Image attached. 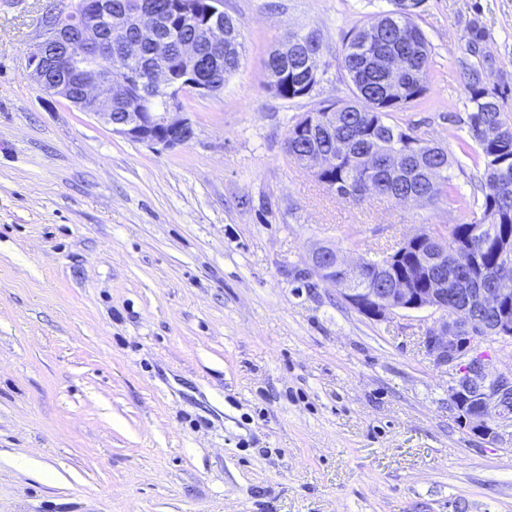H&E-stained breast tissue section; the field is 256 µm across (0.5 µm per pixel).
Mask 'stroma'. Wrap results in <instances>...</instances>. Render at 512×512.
Instances as JSON below:
<instances>
[{
    "label": "stroma",
    "mask_w": 512,
    "mask_h": 512,
    "mask_svg": "<svg viewBox=\"0 0 512 512\" xmlns=\"http://www.w3.org/2000/svg\"><path fill=\"white\" fill-rule=\"evenodd\" d=\"M70 3L0 0V512H512V438L460 425L420 342L437 313L371 319L307 272L316 247L352 265L468 218L347 201L286 151L351 98L343 39L390 0H224L241 67L184 95L174 149L33 83L41 18ZM416 14L428 92L393 120L454 153L471 23L489 86L512 87V0ZM291 32L318 34L325 71L292 104L264 64Z\"/></svg>",
    "instance_id": "35a3bbf8"
}]
</instances>
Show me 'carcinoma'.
Here are the masks:
<instances>
[{
  "instance_id": "cac0c4a2",
  "label": "carcinoma",
  "mask_w": 512,
  "mask_h": 512,
  "mask_svg": "<svg viewBox=\"0 0 512 512\" xmlns=\"http://www.w3.org/2000/svg\"><path fill=\"white\" fill-rule=\"evenodd\" d=\"M384 14V24L375 28H354L344 37L341 67L355 91L349 100H326L313 112L306 113L288 131L286 150L296 160L317 147L331 162L316 175L325 188L354 203L369 193L399 199L406 193L433 203L446 199L469 211L470 219L453 225L441 234L448 256L438 270L448 276V306L461 301L471 288H492L499 274H512V260L504 261L503 253L512 249V116L504 110V94L489 92L482 71L474 66L465 70L468 92L466 136L458 139L462 154L482 169L481 181L490 192L483 199H467L453 182L450 170L452 154L441 146L423 148L408 155L406 143L414 131L390 121L391 114L419 101L427 93L430 69L429 43L413 15L396 5ZM229 38L224 43V74L231 75L241 66L242 34L239 26L225 18ZM403 24L411 31L409 41L395 45V25ZM398 53L406 67L398 84L389 82L382 69L373 65L381 57ZM322 82L321 76L289 69L288 75L271 85L275 94L285 100L310 95ZM499 129L490 139L489 127ZM438 170L430 181L424 169ZM466 248L475 257V264L466 269L458 266L452 255ZM409 250L400 261L383 269L376 260L353 278L356 288H382L386 280L408 281V287L419 288L417 279H409L414 267Z\"/></svg>"
}]
</instances>
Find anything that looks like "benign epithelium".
I'll return each instance as SVG.
<instances>
[{"label":"benign epithelium","mask_w":512,"mask_h":512,"mask_svg":"<svg viewBox=\"0 0 512 512\" xmlns=\"http://www.w3.org/2000/svg\"><path fill=\"white\" fill-rule=\"evenodd\" d=\"M192 29V37L169 49L172 31L169 18ZM135 31L133 38L126 37ZM222 0H168L163 8L150 0H82L80 7L61 22L57 12H49L41 23V40L31 55L33 82L46 93L59 96L83 112L95 115L112 128V133L128 140L172 149L194 138L195 131L185 116L182 96L217 93L224 81L205 79L198 62L207 49L224 47ZM120 46L112 70L92 62V58ZM151 48L149 92L135 69L146 48ZM279 67L267 71L271 83L288 74V64L298 59V46L284 42L272 50ZM126 111H114V108ZM427 251L418 255L417 271L428 287L408 288L403 281H390L385 288H352L349 278L361 264L346 265L336 249L321 246L311 252L309 274L322 282L344 280L346 301L355 309H365L373 319L400 311L432 309L441 319L427 330L423 344L438 366L455 373L448 387L450 405L462 425L491 443L501 437L500 428L512 423V373L492 374L479 345L489 325L477 317L488 303L512 301V278L498 280L494 288H477L467 295L466 306L448 312V279L431 272L442 251L437 229L424 230L408 239Z\"/></svg>","instance_id":"1"}]
</instances>
